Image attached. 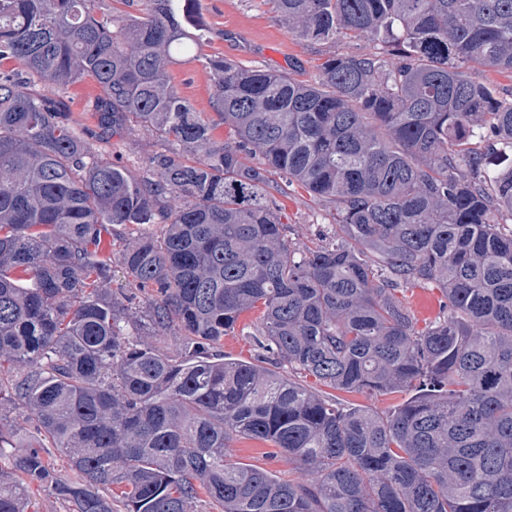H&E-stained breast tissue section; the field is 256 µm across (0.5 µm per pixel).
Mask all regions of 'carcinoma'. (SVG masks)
Masks as SVG:
<instances>
[{
	"instance_id": "cac0c4a2",
	"label": "carcinoma",
	"mask_w": 512,
	"mask_h": 512,
	"mask_svg": "<svg viewBox=\"0 0 512 512\" xmlns=\"http://www.w3.org/2000/svg\"><path fill=\"white\" fill-rule=\"evenodd\" d=\"M269 2L380 51L303 82L204 55L199 0H0V406L37 420L0 413V512L34 483L65 512H512V90L486 79L512 77V0ZM202 59L227 140L171 82ZM87 78L98 140L133 121L196 160L133 174L93 148L62 109ZM273 174L335 211L331 241L288 238ZM112 224L146 232L105 254ZM114 262L136 310L103 287ZM409 284L447 315L418 327ZM255 310L286 376L224 357ZM144 320L176 351L133 340ZM307 377L409 397L344 407ZM239 437L306 477L230 462Z\"/></svg>"
}]
</instances>
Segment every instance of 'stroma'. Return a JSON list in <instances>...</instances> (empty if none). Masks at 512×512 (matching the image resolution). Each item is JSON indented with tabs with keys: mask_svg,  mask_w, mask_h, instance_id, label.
Instances as JSON below:
<instances>
[{
	"mask_svg": "<svg viewBox=\"0 0 512 512\" xmlns=\"http://www.w3.org/2000/svg\"><path fill=\"white\" fill-rule=\"evenodd\" d=\"M202 20L211 31L205 54L248 67L291 73L296 79H314L321 64L334 54L375 52L376 43L366 39L342 38L333 44L314 43L289 33L267 0H200ZM173 84L198 111L213 116V84L208 69L198 61L171 69ZM108 148L114 160L132 171H140L148 158L167 150L168 145L136 123H129L122 136L112 137ZM288 227V236L300 246L313 249L334 231L332 219L298 186L275 180L271 190ZM401 297L418 325L443 315L446 299L433 286L407 287ZM260 327L259 312L244 314L224 338V355L230 359L255 360L261 350L255 340ZM231 461L265 469L284 480L298 475L296 464L273 456L269 444L251 439L234 440L227 450Z\"/></svg>",
	"mask_w": 512,
	"mask_h": 512,
	"instance_id": "1",
	"label": "stroma"
}]
</instances>
